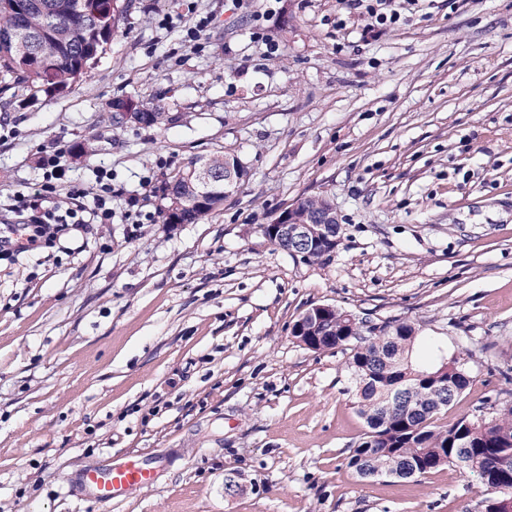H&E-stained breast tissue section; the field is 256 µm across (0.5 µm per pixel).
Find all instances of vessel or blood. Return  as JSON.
Segmentation results:
<instances>
[{
    "mask_svg": "<svg viewBox=\"0 0 512 512\" xmlns=\"http://www.w3.org/2000/svg\"><path fill=\"white\" fill-rule=\"evenodd\" d=\"M156 474L155 468L127 460L86 468L79 482L88 500L104 506L121 502L132 489L152 485Z\"/></svg>",
    "mask_w": 512,
    "mask_h": 512,
    "instance_id": "obj_1",
    "label": "vessel or blood"
}]
</instances>
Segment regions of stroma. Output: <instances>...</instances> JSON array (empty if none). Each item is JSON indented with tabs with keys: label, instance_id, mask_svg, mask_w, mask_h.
<instances>
[{
	"label": "stroma",
	"instance_id": "35a3bbf8",
	"mask_svg": "<svg viewBox=\"0 0 512 512\" xmlns=\"http://www.w3.org/2000/svg\"><path fill=\"white\" fill-rule=\"evenodd\" d=\"M269 6L132 0L90 78L35 97L0 86V225L57 145L71 178L110 169L113 206L130 191L142 205L138 223L0 260V512H484L486 488L453 466L360 479L348 354L292 329L319 304L415 324L471 376L442 425L504 389L512 0H418L376 40L340 0ZM196 14L213 19L199 50L184 40ZM119 97L165 127H113ZM218 152L248 181L208 221L167 228L165 182ZM314 195L344 235L309 263L261 228ZM129 456L156 466L153 485L83 501L81 469Z\"/></svg>",
	"mask_w": 512,
	"mask_h": 512
}]
</instances>
